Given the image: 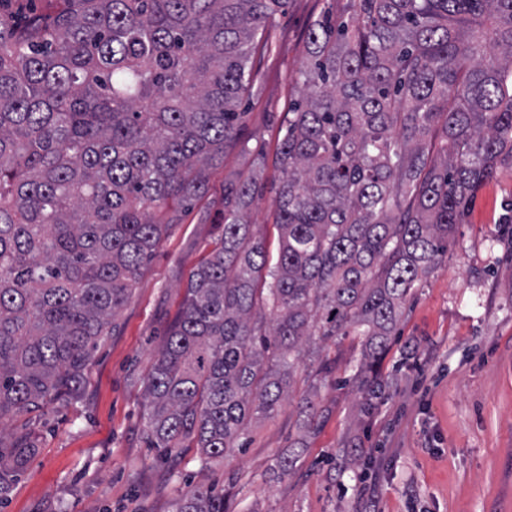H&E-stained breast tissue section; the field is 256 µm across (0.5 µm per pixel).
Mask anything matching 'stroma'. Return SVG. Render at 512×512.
Segmentation results:
<instances>
[{"mask_svg":"<svg viewBox=\"0 0 512 512\" xmlns=\"http://www.w3.org/2000/svg\"><path fill=\"white\" fill-rule=\"evenodd\" d=\"M334 6L289 0L274 49L255 46L239 138L260 149L263 165L225 149L206 194L181 213L99 340L80 391L8 421L7 433L33 437L38 453L13 477L0 512H173L197 486L223 492L226 512H365L371 490L381 512H512V226L503 222L511 169L479 189L447 257L408 298L379 365L381 394L369 397L354 377L364 337L342 336L315 347L289 397L223 460L204 466L186 448L162 462L147 446L140 381L191 271L220 235L226 181L258 174L265 192L247 219L278 250L276 148L298 97L309 26ZM324 365L327 381L310 390ZM305 397L317 411L308 425ZM292 449L299 456L285 475L279 462Z\"/></svg>","mask_w":512,"mask_h":512,"instance_id":"35a3bbf8","label":"stroma"}]
</instances>
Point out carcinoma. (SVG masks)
I'll return each mask as SVG.
<instances>
[{
    "mask_svg": "<svg viewBox=\"0 0 512 512\" xmlns=\"http://www.w3.org/2000/svg\"><path fill=\"white\" fill-rule=\"evenodd\" d=\"M0 0V495L37 452L5 421L77 391L141 266L238 145L255 39L288 0ZM280 140L275 263L224 183V229L143 380L149 447L203 465L289 396L305 347L373 370L480 186L512 168V0H344L308 30ZM269 282L267 289L259 284ZM268 306L266 324L256 313ZM174 512H224L210 487Z\"/></svg>",
    "mask_w": 512,
    "mask_h": 512,
    "instance_id": "obj_1",
    "label": "carcinoma"
}]
</instances>
